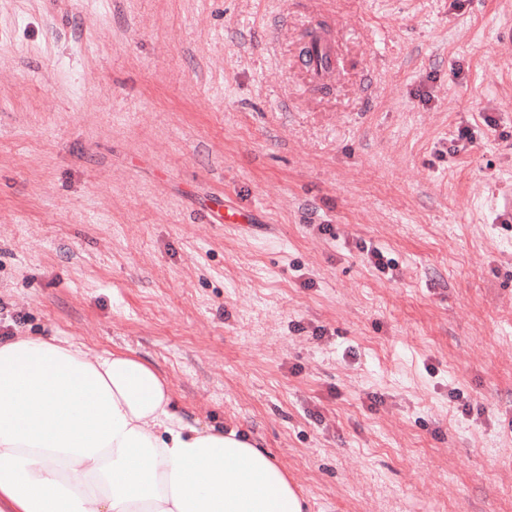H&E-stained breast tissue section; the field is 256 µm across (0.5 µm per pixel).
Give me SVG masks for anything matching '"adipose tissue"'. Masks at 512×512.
Wrapping results in <instances>:
<instances>
[{"label":"adipose tissue","mask_w":512,"mask_h":512,"mask_svg":"<svg viewBox=\"0 0 512 512\" xmlns=\"http://www.w3.org/2000/svg\"><path fill=\"white\" fill-rule=\"evenodd\" d=\"M0 512H303L284 469L236 431L184 425L149 364L0 341Z\"/></svg>","instance_id":"ef3b65f1"}]
</instances>
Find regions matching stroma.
Returning a JSON list of instances; mask_svg holds the SVG:
<instances>
[{"label": "stroma", "mask_w": 512, "mask_h": 512, "mask_svg": "<svg viewBox=\"0 0 512 512\" xmlns=\"http://www.w3.org/2000/svg\"><path fill=\"white\" fill-rule=\"evenodd\" d=\"M306 2L0 0V324L150 364L305 512H512V0H324L312 91ZM321 38L313 49V53L304 58H299V68L303 71L309 85L322 83L328 77L337 75L341 71L343 61L340 51V38L336 32L333 37Z\"/></svg>", "instance_id": "obj_1"}]
</instances>
